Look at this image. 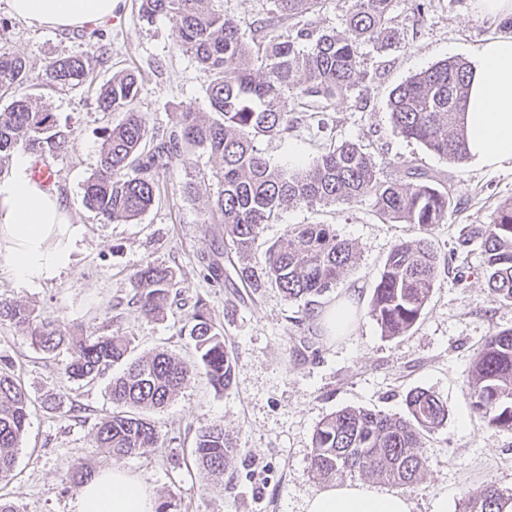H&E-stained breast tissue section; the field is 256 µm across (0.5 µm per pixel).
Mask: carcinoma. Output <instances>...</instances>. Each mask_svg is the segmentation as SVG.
<instances>
[{"label": "carcinoma", "instance_id": "1", "mask_svg": "<svg viewBox=\"0 0 512 512\" xmlns=\"http://www.w3.org/2000/svg\"><path fill=\"white\" fill-rule=\"evenodd\" d=\"M326 0H273L271 16L246 40L240 25L210 7V0H139L142 16H171L177 22L176 43L191 53L209 77L213 116L177 112L168 130H151L133 108L139 78L134 72L112 77L95 100L96 111H121L120 123L105 130L100 166L85 185L89 209L108 221H129L144 213L159 192L155 175L185 162L192 149H203L222 163L219 192L211 207L213 223L224 225V254L248 256L262 225L278 219L287 203L334 205L365 195L374 198L379 214L391 221L415 224L428 233L448 221L454 211L448 193L430 176L417 181L382 180L369 154L357 143L329 146L296 170L273 166L257 147L258 139L290 129L288 102L302 96L334 98L360 79L359 48L364 43L396 39L392 25L394 0H349L346 27L313 37L304 15ZM469 66L449 60L410 77L390 94L394 132L423 144L456 164L467 159V138L460 115L468 96ZM47 85L73 88L93 81L87 59L61 57L46 69ZM28 80L23 58L0 53V98L10 97ZM72 143L71 131L53 113L28 97H11L0 111V161L23 150L38 156L59 154ZM479 245L484 253L488 287L512 303V201L500 204L487 224H468L457 237V249ZM356 260L353 248L338 238L330 224H298L265 252L260 268L236 266L247 288L267 285L289 299L313 302L336 287ZM441 263L426 235L396 244L388 254L372 298V316L384 336L408 335L420 321L440 283ZM132 304L143 314L163 312L175 287L174 273L151 262L131 277ZM26 329L31 343L46 354L62 346L70 351L67 373L87 383L110 367L126 364L112 378L115 410L101 418L95 444L116 463L144 448H155L159 433L144 410L164 408L192 378L195 367L158 351L131 358L133 338L74 335L60 323L40 318L27 303L0 301V322ZM189 336L211 384L221 390L232 382V360L222 331L197 302L188 319ZM470 407L490 428L512 432V328L486 337L465 381ZM406 416L380 410L344 407L325 416L312 437L310 472L321 479L358 472L398 488L413 486L425 470L427 437L443 426L448 408L422 390L406 398ZM29 416V398L11 368L0 367V482L14 470ZM199 465L214 476L231 468L237 449L224 427L211 424L198 431L194 449ZM512 494L487 484L464 501L463 512H506Z\"/></svg>", "mask_w": 512, "mask_h": 512}]
</instances>
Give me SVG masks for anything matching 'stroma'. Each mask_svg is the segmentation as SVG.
<instances>
[{
  "label": "stroma",
  "instance_id": "obj_1",
  "mask_svg": "<svg viewBox=\"0 0 512 512\" xmlns=\"http://www.w3.org/2000/svg\"><path fill=\"white\" fill-rule=\"evenodd\" d=\"M392 15L399 41L385 49L361 47L362 77L355 86L329 101L305 97L302 106L290 108L288 134L261 138L258 147L271 164L283 165L297 158L311 161L334 143L354 142L371 156L381 178L403 177L409 163L453 197L454 215L430 233L449 270L419 323L395 339L383 336L372 317V296L393 246L421 232L416 225L384 219L370 196L330 206L294 203L260 230L249 259L255 267L297 224L334 225L338 237L352 245L354 266L317 298L313 320L304 319L303 302L278 288H246L233 274L218 283L208 278L199 259L223 239L224 227L210 221L222 184L217 161L204 150L160 172L158 196L137 219L110 222L90 211L84 185L98 168L103 129L123 118L119 112L93 111L92 97L114 74L135 71L140 91L134 108L149 127L167 130L174 113L209 115L207 77L193 55L177 47L174 20L142 19L136 0H119L111 21L93 30L31 25L14 18L8 0H0V52L24 58L29 72L16 96L31 98L72 130V147L46 163L54 173V191L80 227L67 264L54 277L33 281L15 276L3 258L9 243L0 236V301L34 305L41 317L87 334L125 332L134 338L137 357L164 349L192 359L186 322L199 301L224 330L233 368L229 388L215 389L197 373L169 404L151 412L158 447L122 462L157 502H171L177 512H302L305 499L324 487L309 471L319 422L346 406L406 415V397L415 389L446 404L448 419L429 436L428 466L408 490L413 512H432L443 491L448 512H459L465 496L488 482L512 494V433L488 429L473 413L464 386L485 336L512 327V304L487 287L480 250L454 251L461 227L489 223L494 209L512 200V164L475 169L449 162L396 135L387 106L391 91L410 76L446 59L472 62L482 44L505 29L500 18L479 12L477 0H430L421 13L408 0H397ZM101 43L109 48L105 64L95 54ZM70 55L88 59L93 83L63 91L44 86L49 63ZM200 171L204 180L186 190L190 175ZM148 261L175 274L176 286L159 317L144 315L129 302L130 276ZM349 295L357 298L356 320L345 336L332 338L319 315ZM0 357L12 362L30 399L13 475L0 483V497L19 512H73L71 464L83 463L94 474L113 465L94 445L100 418L113 410L109 377L91 384L69 379L67 350L44 354L24 328L7 322H0ZM49 397L61 400L60 410L44 407ZM211 424L223 425L238 448L233 468L219 479L192 457L198 431Z\"/></svg>",
  "mask_w": 512,
  "mask_h": 512
}]
</instances>
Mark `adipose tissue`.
Here are the masks:
<instances>
[{"instance_id": "1", "label": "adipose tissue", "mask_w": 512, "mask_h": 512, "mask_svg": "<svg viewBox=\"0 0 512 512\" xmlns=\"http://www.w3.org/2000/svg\"><path fill=\"white\" fill-rule=\"evenodd\" d=\"M117 0H9L12 14L30 24L79 29L111 18ZM462 113L468 162L483 169L512 163V36L486 41L471 67ZM16 174L0 187V227L11 242L10 266L17 277L53 276L66 263V246H50L54 236L78 233L58 197L33 180L28 156L17 155ZM74 512H156L149 487L120 467L100 471L80 488ZM304 512H413L410 497L363 483L330 485L311 495Z\"/></svg>"}]
</instances>
